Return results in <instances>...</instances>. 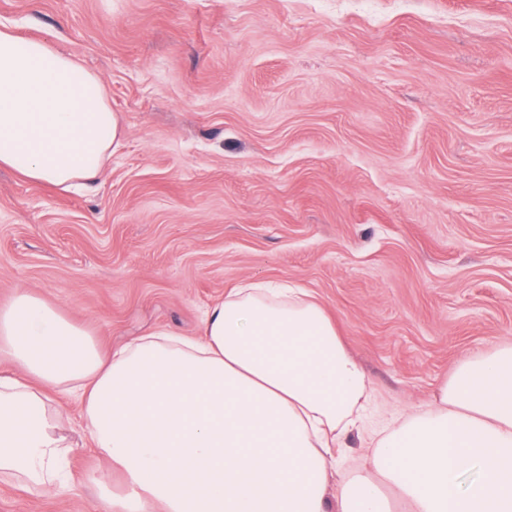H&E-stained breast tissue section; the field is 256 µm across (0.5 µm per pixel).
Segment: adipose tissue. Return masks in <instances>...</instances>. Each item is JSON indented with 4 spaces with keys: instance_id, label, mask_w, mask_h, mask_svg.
I'll return each instance as SVG.
<instances>
[{
    "instance_id": "adipose-tissue-1",
    "label": "adipose tissue",
    "mask_w": 512,
    "mask_h": 512,
    "mask_svg": "<svg viewBox=\"0 0 512 512\" xmlns=\"http://www.w3.org/2000/svg\"><path fill=\"white\" fill-rule=\"evenodd\" d=\"M100 80L44 40L0 25V167L60 186L95 180L121 145ZM0 483L65 493L73 445L56 395L83 407L105 512H512V344L461 360L432 403L373 439L342 474L368 380L301 288L246 282L201 336L156 331L102 354L28 291L0 307ZM335 497H328L330 480Z\"/></svg>"
}]
</instances>
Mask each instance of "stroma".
I'll return each mask as SVG.
<instances>
[{"instance_id":"35a3bbf8","label":"stroma","mask_w":512,"mask_h":512,"mask_svg":"<svg viewBox=\"0 0 512 512\" xmlns=\"http://www.w3.org/2000/svg\"><path fill=\"white\" fill-rule=\"evenodd\" d=\"M103 83L124 128L97 181L0 167V306L24 288L114 350L201 333L245 281L325 308L370 382L352 465L458 361L512 343V0H0ZM68 493L108 470L59 396Z\"/></svg>"}]
</instances>
